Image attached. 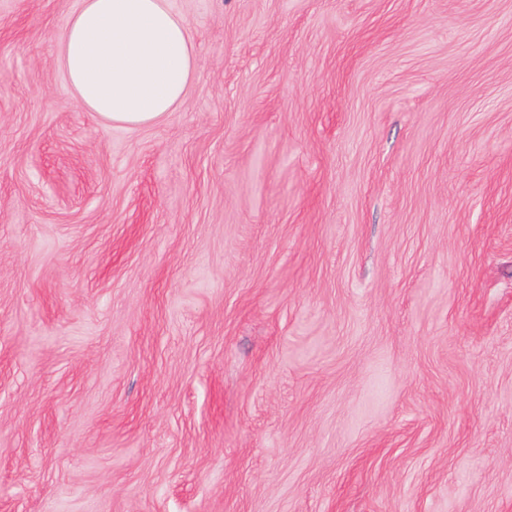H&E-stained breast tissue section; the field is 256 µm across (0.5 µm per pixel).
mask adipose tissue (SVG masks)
<instances>
[{"label": "adipose tissue", "instance_id": "obj_1", "mask_svg": "<svg viewBox=\"0 0 512 512\" xmlns=\"http://www.w3.org/2000/svg\"><path fill=\"white\" fill-rule=\"evenodd\" d=\"M57 49L80 105L112 124L163 121L194 77L188 26L168 0H79Z\"/></svg>", "mask_w": 512, "mask_h": 512}]
</instances>
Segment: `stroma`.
<instances>
[{"label": "stroma", "instance_id": "obj_1", "mask_svg": "<svg viewBox=\"0 0 512 512\" xmlns=\"http://www.w3.org/2000/svg\"><path fill=\"white\" fill-rule=\"evenodd\" d=\"M0 0V512H512V0H169L79 107ZM64 79L107 123L156 124L194 77V47L168 0H79L57 41Z\"/></svg>", "mask_w": 512, "mask_h": 512}]
</instances>
